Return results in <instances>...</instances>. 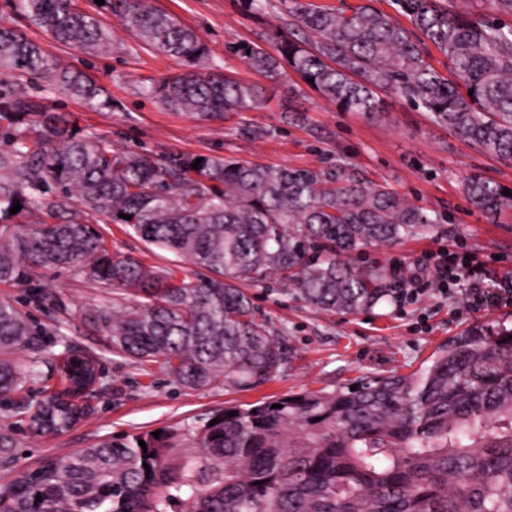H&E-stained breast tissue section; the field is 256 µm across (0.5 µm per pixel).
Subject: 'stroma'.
<instances>
[{
	"label": "stroma",
	"mask_w": 512,
	"mask_h": 512,
	"mask_svg": "<svg viewBox=\"0 0 512 512\" xmlns=\"http://www.w3.org/2000/svg\"><path fill=\"white\" fill-rule=\"evenodd\" d=\"M14 3L0 0V25L22 31L66 67L89 75L105 88L110 105L89 108L27 75L11 77V84L47 111L65 113L77 126L110 138L114 146L159 155L184 151L233 156L272 167L344 164L368 180L388 184L409 205L430 216L441 215L442 220L425 236L370 247L358 258L360 264L386 274L401 279L415 275L427 282L417 299L359 313H332L309 306L274 279L251 287L261 315L288 328L287 363L273 382L246 391L190 392L159 366L138 370L111 355L104 362L107 388L86 398V417L68 432L40 434L17 419H0V430L13 432L17 441L12 463L0 467V485L42 458L65 456L106 437L189 422L229 404L273 400L290 391L333 392L367 373H409L442 340L479 320L512 327V303L472 312L465 310L460 289L442 293L429 285L434 277L430 253L453 251L462 244L481 257L487 283L512 277V209L488 217L464 192L466 179L473 175L512 188V160L477 148L393 94H383V112L370 116L338 110L296 75L281 83L262 77L229 47L240 41L266 44L282 19L274 10L249 12L244 0H150L209 45L214 71L262 88L264 106L221 119L169 110L144 94V86L180 73L183 66L141 47L110 0L101 5L78 0L112 36L111 50L97 55L56 43L19 14ZM103 232L111 248L146 264L171 263V254L150 252L119 225H104ZM50 280L68 309L34 311L36 321L49 331L62 329L76 345L100 348L99 337L84 325L81 312L93 304H111L112 290L65 270L51 274Z\"/></svg>",
	"instance_id": "1"
}]
</instances>
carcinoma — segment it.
Wrapping results in <instances>:
<instances>
[{"instance_id":"1","label":"carcinoma","mask_w":512,"mask_h":512,"mask_svg":"<svg viewBox=\"0 0 512 512\" xmlns=\"http://www.w3.org/2000/svg\"><path fill=\"white\" fill-rule=\"evenodd\" d=\"M393 2L391 14L370 0L343 8L246 0L254 13L277 10L283 25L271 52L249 42L231 50L270 80L291 70L343 112L373 114L378 91H389L512 159V0H488L484 13L450 10L448 0ZM16 8L59 43L93 53L111 45L76 0H16ZM112 9L140 43L187 68L144 87L147 95L217 119L261 104L258 86L206 68L208 45L174 15L149 0H113ZM6 73L39 75L91 107L110 105L90 77L1 25ZM2 121L0 283L28 288L37 309L67 310L41 282L47 270L132 296L85 309L84 324L106 351L139 367L158 364L190 391L252 389L280 375L288 329L259 317L245 287L275 276L328 312L393 304L387 276L352 256L439 223L345 165L274 169L232 156L117 148L9 87H0ZM503 190L479 176L465 183L488 214L512 208ZM101 224L122 225L191 271L179 278L110 250ZM44 336L29 312L0 299V411L60 434L85 414L91 376L105 389L102 354L76 349L55 329L52 345L62 351L54 367L66 388L45 387L32 399L29 387L48 363ZM353 383L354 391L347 384L228 405L157 438L123 434L48 458L0 488V502L5 512H512V328L476 323L408 374Z\"/></svg>"}]
</instances>
